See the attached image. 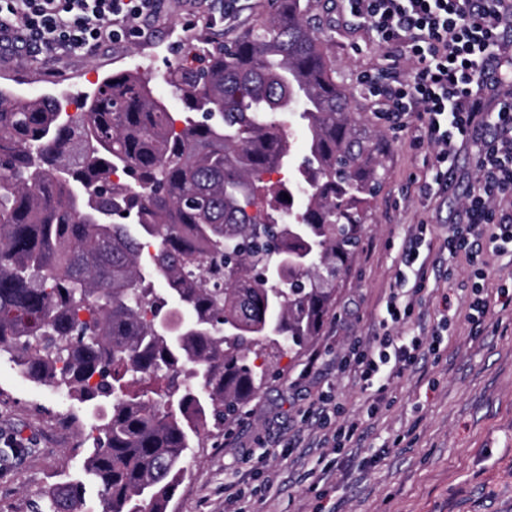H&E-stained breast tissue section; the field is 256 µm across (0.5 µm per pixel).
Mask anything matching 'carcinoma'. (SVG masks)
Wrapping results in <instances>:
<instances>
[{"label":"carcinoma","instance_id":"obj_1","mask_svg":"<svg viewBox=\"0 0 512 512\" xmlns=\"http://www.w3.org/2000/svg\"><path fill=\"white\" fill-rule=\"evenodd\" d=\"M309 9L264 0L169 71L180 120L133 70L74 113L0 87V354L92 405L106 512H170L195 443L319 335L360 244L378 148ZM83 501L65 481L35 509Z\"/></svg>","mask_w":512,"mask_h":512}]
</instances>
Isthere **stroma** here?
Listing matches in <instances>:
<instances>
[{
    "instance_id": "35a3bbf8",
    "label": "stroma",
    "mask_w": 512,
    "mask_h": 512,
    "mask_svg": "<svg viewBox=\"0 0 512 512\" xmlns=\"http://www.w3.org/2000/svg\"><path fill=\"white\" fill-rule=\"evenodd\" d=\"M260 0H224L190 14L183 0H161L152 32L56 60H30L0 51V86L26 98H79L116 70L141 68L171 111L180 100L161 80L170 68L199 65L189 47H205L251 23ZM337 83L353 95L352 109L379 151L380 189L371 200L360 250L336 292V307L319 336L270 370L269 383L239 415L211 430L171 503V512H224L227 493L246 492L249 512H512V306L491 310L481 333L465 319L470 268L458 262L446 278H433L418 306L434 315L450 302L447 347L390 381L376 417L369 396L341 361L353 341L373 342L380 310L398 270L404 241L420 218L434 225L462 219L461 205L476 169L467 145L449 160L453 180L431 202L418 195L431 178V152L409 146L374 116L375 102L358 86L360 72L384 66L377 37L363 20L340 15L334 0H311ZM330 396L363 434L336 453L317 445L305 411ZM92 415L76 400L58 404L52 383L25 377L0 356V437L34 448L0 469V512H31L60 477L81 480L90 452L78 431Z\"/></svg>"
}]
</instances>
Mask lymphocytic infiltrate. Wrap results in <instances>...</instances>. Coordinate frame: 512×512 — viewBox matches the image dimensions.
Returning <instances> with one entry per match:
<instances>
[{"instance_id":"1","label":"lymphocytic infiltrate","mask_w":512,"mask_h":512,"mask_svg":"<svg viewBox=\"0 0 512 512\" xmlns=\"http://www.w3.org/2000/svg\"><path fill=\"white\" fill-rule=\"evenodd\" d=\"M158 5L159 0H0V47L44 48L66 58L147 36ZM336 7L368 24L390 62L359 77L362 90L379 101L378 118L396 130L413 128L412 147L435 154L438 167L432 182L420 185L422 196L447 183L448 160L473 133L489 125L495 129L479 145L463 219L447 226L439 245L449 259L464 258L471 267L466 318L481 328L492 305L511 292L502 285L490 289L487 282L492 259L512 246V98L500 102L493 115L484 102L493 63L512 58V39L504 36L512 0H337ZM430 233L427 223H418L402 251L379 322L382 335L372 345L354 343L343 360L364 388L404 375L444 343V315L432 327L397 333L411 322L427 288L429 262L420 247ZM308 412L318 420L322 447L345 448L355 441L357 422L331 420L327 399L313 402Z\"/></svg>"}]
</instances>
